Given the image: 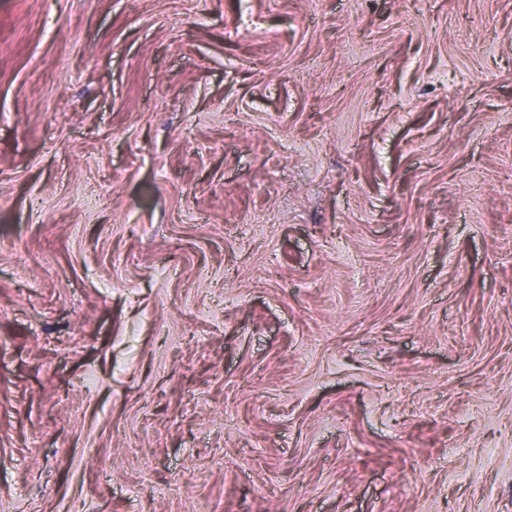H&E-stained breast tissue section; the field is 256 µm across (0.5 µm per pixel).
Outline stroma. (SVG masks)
<instances>
[{
  "instance_id": "obj_1",
  "label": "stroma",
  "mask_w": 512,
  "mask_h": 512,
  "mask_svg": "<svg viewBox=\"0 0 512 512\" xmlns=\"http://www.w3.org/2000/svg\"><path fill=\"white\" fill-rule=\"evenodd\" d=\"M0 512H512V0H0Z\"/></svg>"
}]
</instances>
